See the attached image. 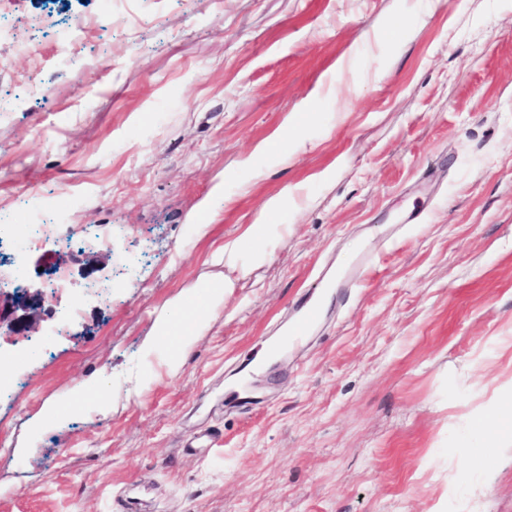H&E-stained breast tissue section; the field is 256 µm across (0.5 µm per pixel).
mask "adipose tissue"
<instances>
[{"label": "adipose tissue", "mask_w": 512, "mask_h": 512, "mask_svg": "<svg viewBox=\"0 0 512 512\" xmlns=\"http://www.w3.org/2000/svg\"><path fill=\"white\" fill-rule=\"evenodd\" d=\"M222 301V296L214 294L208 283L204 282L178 297L182 318L174 319L165 315L158 318L156 334L168 344L169 369H176L180 365L185 348L191 344Z\"/></svg>", "instance_id": "obj_1"}]
</instances>
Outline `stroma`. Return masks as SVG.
Wrapping results in <instances>:
<instances>
[{
  "instance_id": "35a3bbf8",
  "label": "stroma",
  "mask_w": 512,
  "mask_h": 512,
  "mask_svg": "<svg viewBox=\"0 0 512 512\" xmlns=\"http://www.w3.org/2000/svg\"><path fill=\"white\" fill-rule=\"evenodd\" d=\"M130 11L0 8V219L45 213L63 239L0 258L28 287L52 254L68 271L29 332L40 349L0 329V512H512V453L474 423L512 400V0ZM46 13L86 21L78 64L56 62L57 29L40 62L14 53ZM273 197L180 368L144 354L178 295L221 287L212 253ZM89 229L105 240L85 249ZM366 248L349 299L325 295L287 341L322 273ZM123 262L111 299L85 297ZM323 314L322 304L319 300L307 299L301 306L300 312L290 328L288 335L298 339L307 336L320 322Z\"/></svg>"
}]
</instances>
